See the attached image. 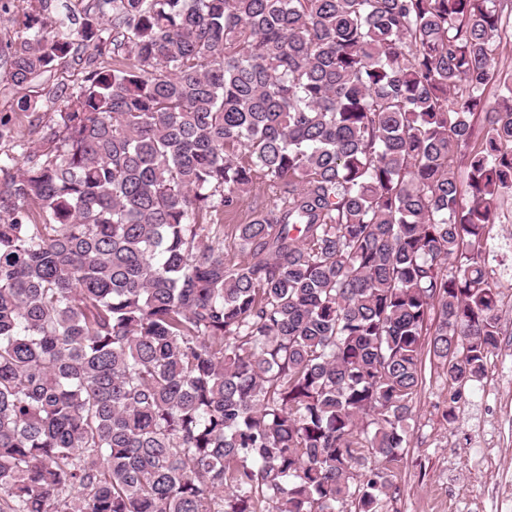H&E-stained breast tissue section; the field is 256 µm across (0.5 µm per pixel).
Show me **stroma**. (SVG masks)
<instances>
[{
    "label": "stroma",
    "mask_w": 512,
    "mask_h": 512,
    "mask_svg": "<svg viewBox=\"0 0 512 512\" xmlns=\"http://www.w3.org/2000/svg\"><path fill=\"white\" fill-rule=\"evenodd\" d=\"M9 59L0 52V156L11 153L15 140H38L55 118L61 96L79 76L71 63L44 74L31 87L22 89L8 79ZM53 90L34 112L17 108L24 94ZM500 219L492 228L493 251L488 261L496 272L494 283L502 306L512 316V191L500 201ZM512 374V344H501L492 356L482 381L464 388L457 404L458 419L447 423L442 412L449 388L444 378L428 379L413 401L415 427L394 483L397 494L384 502V512H491L489 491L497 479L492 468L480 469L473 462L471 448L490 445L499 459L512 462V431L493 433L497 415L482 389L493 388L501 373Z\"/></svg>",
    "instance_id": "1"
}]
</instances>
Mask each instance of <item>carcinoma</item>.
<instances>
[{
	"mask_svg": "<svg viewBox=\"0 0 512 512\" xmlns=\"http://www.w3.org/2000/svg\"><path fill=\"white\" fill-rule=\"evenodd\" d=\"M44 4L11 82L82 77L0 162V512H383L423 358L508 333L512 0ZM499 212L500 221L494 224L491 231L494 237L493 252L490 253L488 261L496 272L494 283L509 322L512 319V191L502 197Z\"/></svg>",
	"mask_w": 512,
	"mask_h": 512,
	"instance_id": "cac0c4a2",
	"label": "carcinoma"
}]
</instances>
